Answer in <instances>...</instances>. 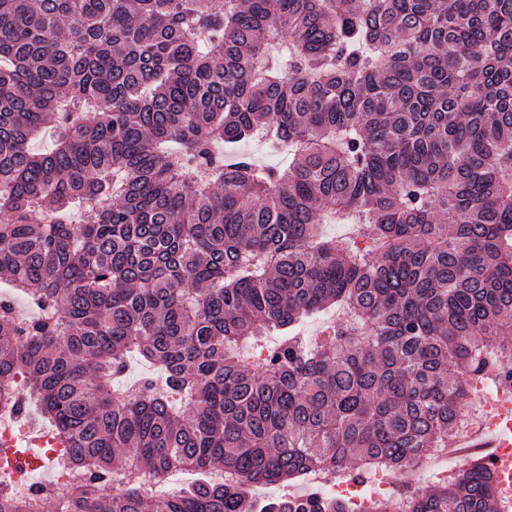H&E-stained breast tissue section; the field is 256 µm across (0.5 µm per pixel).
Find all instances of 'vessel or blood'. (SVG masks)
<instances>
[{"instance_id":"1","label":"vessel or blood","mask_w":512,"mask_h":512,"mask_svg":"<svg viewBox=\"0 0 512 512\" xmlns=\"http://www.w3.org/2000/svg\"><path fill=\"white\" fill-rule=\"evenodd\" d=\"M474 446L489 449L488 461L496 471L500 487L512 495V385L499 387L486 420L477 435ZM45 440L36 439L34 445L0 450V465L10 468H41L50 455L44 447Z\"/></svg>"}]
</instances>
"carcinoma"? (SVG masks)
Listing matches in <instances>:
<instances>
[{
	"label": "carcinoma",
	"mask_w": 512,
	"mask_h": 512,
	"mask_svg": "<svg viewBox=\"0 0 512 512\" xmlns=\"http://www.w3.org/2000/svg\"><path fill=\"white\" fill-rule=\"evenodd\" d=\"M0 277L37 311L0 296V398L83 475L57 512H512L475 457L358 504L244 496L351 459L405 480L470 378L512 381V0H0ZM116 448L232 481L108 497ZM240 150L250 153L255 159L267 165L279 166L288 163V151L273 152L271 148L259 140L242 143Z\"/></svg>",
	"instance_id": "1"
}]
</instances>
